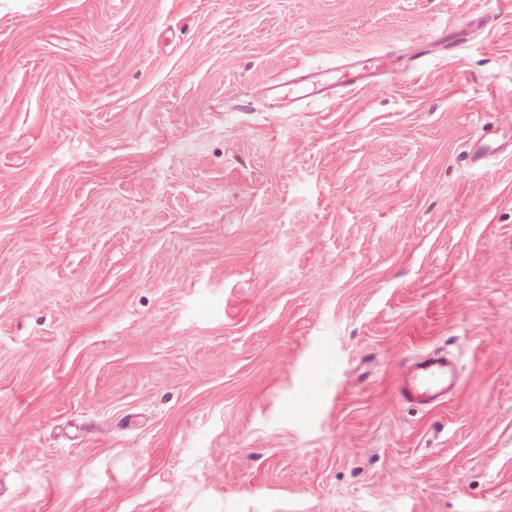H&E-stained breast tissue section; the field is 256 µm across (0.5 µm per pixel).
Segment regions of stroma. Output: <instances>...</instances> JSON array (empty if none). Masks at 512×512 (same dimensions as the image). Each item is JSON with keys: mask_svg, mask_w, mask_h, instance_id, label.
I'll use <instances>...</instances> for the list:
<instances>
[{"mask_svg": "<svg viewBox=\"0 0 512 512\" xmlns=\"http://www.w3.org/2000/svg\"><path fill=\"white\" fill-rule=\"evenodd\" d=\"M0 512H512V0H0ZM390 67L391 61L386 55H359L343 65L342 82L350 90H361L371 83L372 78L386 73ZM452 377L447 355L425 354L398 377L395 392L402 402L428 405L448 394Z\"/></svg>", "mask_w": 512, "mask_h": 512, "instance_id": "stroma-1", "label": "stroma"}]
</instances>
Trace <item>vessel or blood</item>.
<instances>
[{
    "label": "vessel or blood",
    "mask_w": 512,
    "mask_h": 512,
    "mask_svg": "<svg viewBox=\"0 0 512 512\" xmlns=\"http://www.w3.org/2000/svg\"><path fill=\"white\" fill-rule=\"evenodd\" d=\"M391 67L387 56L368 53L356 56L343 66L341 76L352 90L367 87L372 78L386 73ZM453 377L447 356L426 354L413 361L397 379L395 392L405 403L428 405L446 396Z\"/></svg>",
    "instance_id": "vessel-or-blood-1"
}]
</instances>
